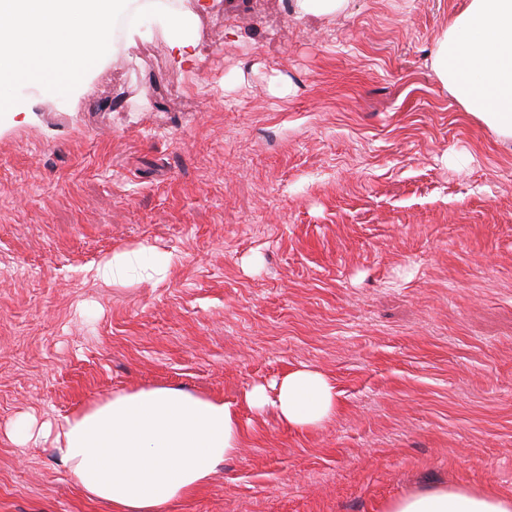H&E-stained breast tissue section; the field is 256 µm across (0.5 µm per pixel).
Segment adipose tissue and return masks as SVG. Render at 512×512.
<instances>
[{
	"label": "adipose tissue",
	"mask_w": 512,
	"mask_h": 512,
	"mask_svg": "<svg viewBox=\"0 0 512 512\" xmlns=\"http://www.w3.org/2000/svg\"><path fill=\"white\" fill-rule=\"evenodd\" d=\"M119 0H0V84L51 76L63 87L82 60L99 62L111 41ZM433 65L458 102L496 134L512 138V0H469L438 40ZM246 402L272 409L296 430L337 413L336 389L322 372L299 367ZM244 429L224 401L173 387L142 388L66 419L55 450L85 493L113 512H170L235 456ZM384 512H512V499L436 487L389 501Z\"/></svg>",
	"instance_id": "adipose-tissue-1"
}]
</instances>
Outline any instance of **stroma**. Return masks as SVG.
<instances>
[{
  "instance_id": "1",
  "label": "stroma",
  "mask_w": 512,
  "mask_h": 512,
  "mask_svg": "<svg viewBox=\"0 0 512 512\" xmlns=\"http://www.w3.org/2000/svg\"><path fill=\"white\" fill-rule=\"evenodd\" d=\"M468 0H176L60 94L0 114V512H112L26 418L175 386L235 405L238 454L172 512H384L512 498V139L433 69ZM167 261L101 279L113 252ZM339 412L246 392L300 366ZM269 395L263 386L245 394L246 402L258 410L271 408L278 419L296 430L317 429L337 413L336 388L322 372L309 367L291 370L277 380ZM512 499L459 487H436L389 501L384 512H511Z\"/></svg>"
}]
</instances>
